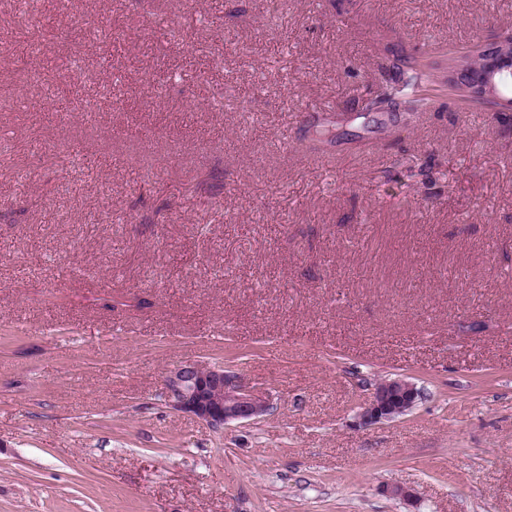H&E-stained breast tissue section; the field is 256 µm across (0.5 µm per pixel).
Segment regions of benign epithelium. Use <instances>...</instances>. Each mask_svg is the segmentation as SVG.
Segmentation results:
<instances>
[{"mask_svg":"<svg viewBox=\"0 0 512 512\" xmlns=\"http://www.w3.org/2000/svg\"><path fill=\"white\" fill-rule=\"evenodd\" d=\"M512 77L508 73L491 75L487 83L472 85L462 81L457 70H448V86L459 89L476 102L493 106L502 101L497 83ZM164 398L174 410L188 413L213 429L230 422L254 421L269 410L268 400L255 393L242 379L219 365L187 363L175 367L163 376ZM420 392L413 383L403 378L378 382L364 403L360 418L362 424L371 425L393 420L409 412L416 404Z\"/></svg>","mask_w":512,"mask_h":512,"instance_id":"1","label":"benign epithelium"}]
</instances>
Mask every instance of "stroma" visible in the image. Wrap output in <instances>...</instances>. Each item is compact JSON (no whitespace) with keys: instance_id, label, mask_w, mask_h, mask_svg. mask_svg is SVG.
<instances>
[{"instance_id":"stroma-1","label":"stroma","mask_w":512,"mask_h":512,"mask_svg":"<svg viewBox=\"0 0 512 512\" xmlns=\"http://www.w3.org/2000/svg\"><path fill=\"white\" fill-rule=\"evenodd\" d=\"M31 12L37 60L0 67V512H512V111L441 84L368 109L401 60L441 76L512 34V0ZM75 15L110 42L67 39ZM192 362L270 411L171 409ZM390 378L419 400L362 425Z\"/></svg>"}]
</instances>
